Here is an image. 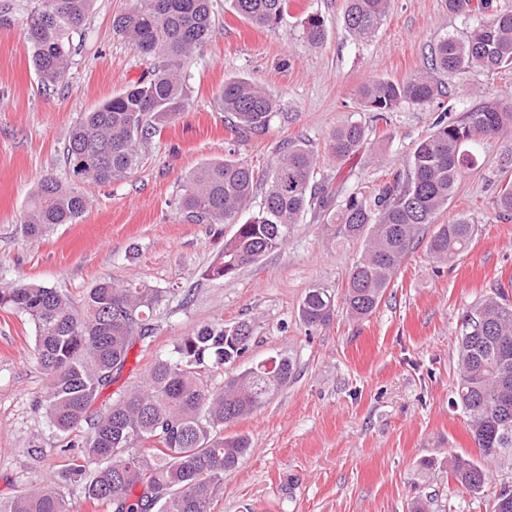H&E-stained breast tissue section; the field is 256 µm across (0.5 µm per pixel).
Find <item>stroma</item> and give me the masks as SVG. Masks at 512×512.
<instances>
[{"label": "stroma", "instance_id": "1", "mask_svg": "<svg viewBox=\"0 0 512 512\" xmlns=\"http://www.w3.org/2000/svg\"><path fill=\"white\" fill-rule=\"evenodd\" d=\"M129 3L95 0L65 80L47 90L24 37L30 0H0V277L75 298L105 277L167 289L154 336L135 344L100 397L101 409L141 382L177 339L208 324L254 326L245 355L205 375L211 389L264 359L292 357L288 384L253 415L225 425V435L248 436L251 448L225 475L211 512H410L428 497V512H486L487 499L512 487V471L494 472L480 499L449 478L452 456L478 454L449 400L462 313L512 284V215L495 206L499 190L512 184V133L478 149L475 167L436 217L435 224L473 218L469 247L435 262L427 251L435 225L423 227L379 305L362 319L340 308L328 325L310 330L297 318L312 286L343 292L362 251L326 215L307 213L283 247L232 278L212 280L206 272L233 226L187 223L177 211L183 177L203 163L230 154L261 173L290 141L302 138L324 152L329 134L351 120L368 126L366 145L344 163L321 164L318 175L348 192L374 191L402 169L441 111L458 116L511 94L512 70L439 75L447 97L398 109L385 122L360 108V86L427 71L439 38L475 27L483 14H449L444 0H393L376 35L361 42L342 26L345 0H290L289 18L273 30L212 0L213 33L187 70L189 108L143 149L125 180L91 187L93 203L76 223L24 239L18 226L38 181L66 176L59 154L76 119L148 65L112 31L114 14ZM312 14L329 26L318 48L301 38L300 23ZM233 76L277 99L265 134L239 136L219 110L217 94ZM47 390L33 323L0 308L1 499L58 479L65 459L37 405Z\"/></svg>", "mask_w": 512, "mask_h": 512}]
</instances>
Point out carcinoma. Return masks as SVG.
I'll return each mask as SVG.
<instances>
[{
    "mask_svg": "<svg viewBox=\"0 0 512 512\" xmlns=\"http://www.w3.org/2000/svg\"><path fill=\"white\" fill-rule=\"evenodd\" d=\"M93 0H35L25 18L31 62L42 85L61 83L76 51L75 38ZM253 26L270 29L288 15V0H227ZM448 12L487 13L483 23L461 36L449 35L434 49L432 70L446 73L512 69V4L492 0H445ZM391 0H346L342 25L366 40L383 24ZM112 30L155 62L139 79L103 101L72 126L62 150L67 181L47 175L33 191L23 222L25 239H36L57 224H74L90 204L86 189L120 181L141 159V151L161 129L187 110L185 71L213 32L212 0H131L112 18ZM328 36L326 21L310 15L302 38L314 46ZM445 95L430 75L410 80L374 78L359 91L361 107L373 121L404 106H423ZM241 135H261L277 108L274 97L244 78L224 81L217 96ZM512 131V98L484 102L458 118L441 112L433 132L422 139L404 169L366 195L342 194L318 180L319 159L309 144L291 142L263 181V202L246 222L238 220L258 185L245 161L207 162L182 182L178 210L195 224H232L223 261L208 277L219 280L258 261L288 241L292 226L312 208L332 211L337 233L363 240L342 304L355 318L370 315L397 273L422 226L448 208L460 176L475 164L473 147ZM367 129L355 121L337 127L327 140V157L343 161L366 144ZM474 222L459 216L439 224L428 241L438 263L463 252ZM165 288L104 279L79 300L48 286L0 283V307L25 315L36 328L39 363L49 391L39 406L70 456L58 483L33 486L0 501V512H77L63 492L79 489L83 500L110 505L112 512H211L224 474L245 456V435L224 436V424L255 413L292 378L293 360L277 358V375L263 382L249 367L218 390L204 385L205 373L235 363L249 349V321L201 327L176 341L156 360L142 384L131 387L104 411L93 409L114 374L126 365L134 345L155 333L154 313ZM336 296L314 286L305 293L298 319L314 329L330 323ZM459 373L451 404L467 419L480 458L456 455L448 474L479 495L493 472L512 468V300L503 289L468 308L458 338ZM87 433H82L83 426ZM491 512H512V488L494 496Z\"/></svg>",
    "mask_w": 512,
    "mask_h": 512,
    "instance_id": "1",
    "label": "carcinoma"
}]
</instances>
